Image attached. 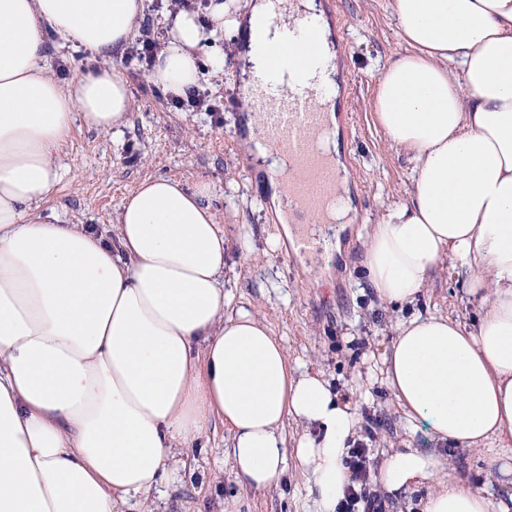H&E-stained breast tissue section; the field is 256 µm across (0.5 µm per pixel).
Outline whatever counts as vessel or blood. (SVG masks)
<instances>
[{"instance_id":"b4317fda","label":"vessel or blood","mask_w":512,"mask_h":512,"mask_svg":"<svg viewBox=\"0 0 512 512\" xmlns=\"http://www.w3.org/2000/svg\"><path fill=\"white\" fill-rule=\"evenodd\" d=\"M312 100L304 85L284 88L270 82L258 101L267 138L286 151L297 169L288 181V201L294 213L304 214L308 220L297 236L298 252L304 258L317 244L312 225L324 222L328 204L342 193L335 167L318 148L329 130Z\"/></svg>"}]
</instances>
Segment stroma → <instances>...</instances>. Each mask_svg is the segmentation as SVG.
I'll list each match as a JSON object with an SVG mask.
<instances>
[{"label": "stroma", "mask_w": 512, "mask_h": 512, "mask_svg": "<svg viewBox=\"0 0 512 512\" xmlns=\"http://www.w3.org/2000/svg\"><path fill=\"white\" fill-rule=\"evenodd\" d=\"M333 18L334 64L339 75L341 161L349 185V221L340 251L321 248L296 260L291 247L271 249L281 226L268 191L269 179L249 155L239 55L244 49L235 22L246 0H224V32L197 49L199 59L224 54V73L201 68L199 86L224 100V125L215 127L204 112L171 108L163 90L135 64L113 54L111 64L131 93L129 120L120 131L98 132L75 124L59 155L62 178L49 204L65 224H91L111 235L123 199L147 177H168L212 187L211 203L224 231V312L247 310L281 341L296 370L321 371L342 399L362 417L360 441L370 466L405 439L403 415L384 385L381 361L399 324L415 315L473 318L479 305L453 261L443 262L414 302L378 299L365 279L366 244L387 209L405 200L412 187L411 154L393 145L374 120L376 85L403 53L391 0H322ZM230 434L210 429L193 444L200 465L217 480L200 483L179 461L161 491L124 505L123 512H315L306 476L288 464L283 488L257 492L240 488L224 450ZM459 474L474 489L494 487L499 474L487 451L460 450Z\"/></svg>", "instance_id": "stroma-1"}]
</instances>
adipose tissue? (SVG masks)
<instances>
[{"label":"adipose tissue","instance_id":"obj_1","mask_svg":"<svg viewBox=\"0 0 512 512\" xmlns=\"http://www.w3.org/2000/svg\"><path fill=\"white\" fill-rule=\"evenodd\" d=\"M405 46L379 78L375 120L412 154L407 199L375 224L364 262L377 296L413 300L443 259L467 272L472 321L414 316L383 357L384 383L406 427L449 448L493 452L512 478V0H392ZM143 0H0V512H119L170 476L174 449L220 425L239 485L279 486L287 457L306 475L315 512H336L360 418L321 372L292 374L280 341L251 313H224V231L211 187L142 180L122 203L115 237L44 214L56 156L75 121L108 132L131 106L108 63ZM297 14L315 29L286 40L287 13L251 0L242 20L245 107L270 75L269 54L317 75L335 56L317 0ZM180 13L152 82H198L194 54L224 31ZM101 60L69 83L41 64L47 35ZM247 125L258 155L279 149ZM482 268L484 276L474 275ZM492 296H482L485 284ZM302 428L287 447L284 425ZM438 489L423 512H512V493L467 485L452 457L404 447L381 461L392 495Z\"/></svg>","mask_w":512,"mask_h":512}]
</instances>
